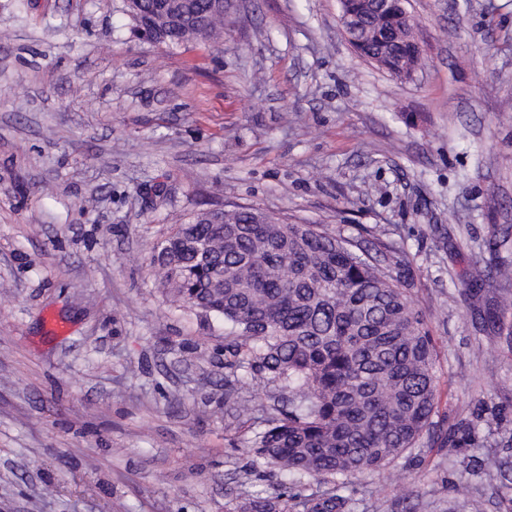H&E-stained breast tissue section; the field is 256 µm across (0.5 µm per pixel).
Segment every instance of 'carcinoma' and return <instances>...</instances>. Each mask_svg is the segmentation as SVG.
<instances>
[{
  "label": "carcinoma",
  "mask_w": 512,
  "mask_h": 512,
  "mask_svg": "<svg viewBox=\"0 0 512 512\" xmlns=\"http://www.w3.org/2000/svg\"><path fill=\"white\" fill-rule=\"evenodd\" d=\"M190 19L157 41L177 49L218 42L224 11L187 0ZM370 36L354 45L393 77L417 61L410 47L379 38L390 26L366 18ZM154 276L174 305L224 322L235 360L224 362L231 396L258 376L288 393V408L266 419L246 452L290 475L348 479L396 463L430 430L437 408L435 350L426 316L400 273L378 265L350 238L322 224H288L271 215L224 213L212 224L195 214L153 247ZM512 281V266L476 261L465 287ZM336 489L308 496H256L224 512H344Z\"/></svg>",
  "instance_id": "obj_1"
}]
</instances>
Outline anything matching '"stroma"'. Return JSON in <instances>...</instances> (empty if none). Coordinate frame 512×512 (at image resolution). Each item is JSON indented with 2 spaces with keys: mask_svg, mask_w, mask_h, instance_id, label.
<instances>
[{
  "mask_svg": "<svg viewBox=\"0 0 512 512\" xmlns=\"http://www.w3.org/2000/svg\"><path fill=\"white\" fill-rule=\"evenodd\" d=\"M120 0H0V512H224L277 494L248 441L277 384L224 397L221 322L171 306L153 246L249 205L400 261L436 347L433 435L353 478L351 512H512V344L474 261L512 263V0H409L412 79L339 0H224L220 44L141 40ZM248 403L240 414L238 402ZM508 421L497 431L490 415ZM362 0H351L350 12L340 10L339 23L345 39L349 41L362 40L367 31H364L359 19L351 12L357 9ZM369 27L370 36H368L362 43L355 44L356 51L367 59H371L391 76L401 78L399 73L412 66L418 64L412 58L413 51L410 50L409 45L396 44L388 42L385 38H379L377 32L390 27V23L381 18H366L363 21ZM391 28V27H390Z\"/></svg>",
  "mask_w": 512,
  "mask_h": 512,
  "instance_id": "35a3bbf8",
  "label": "stroma"
}]
</instances>
